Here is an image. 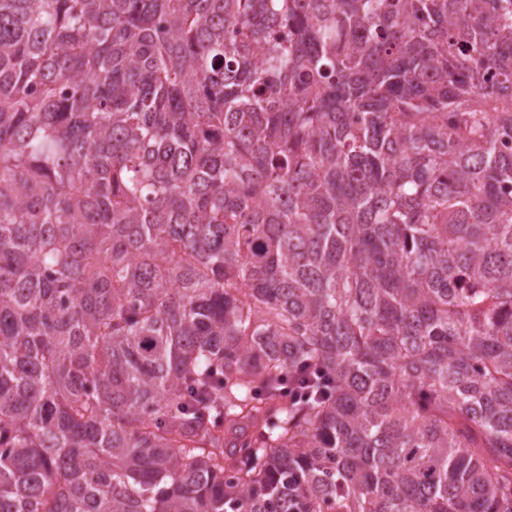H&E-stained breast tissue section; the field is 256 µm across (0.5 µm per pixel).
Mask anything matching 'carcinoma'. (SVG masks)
<instances>
[{
  "mask_svg": "<svg viewBox=\"0 0 512 512\" xmlns=\"http://www.w3.org/2000/svg\"><path fill=\"white\" fill-rule=\"evenodd\" d=\"M0 512H512V0H0Z\"/></svg>",
  "mask_w": 512,
  "mask_h": 512,
  "instance_id": "carcinoma-1",
  "label": "carcinoma"
}]
</instances>
